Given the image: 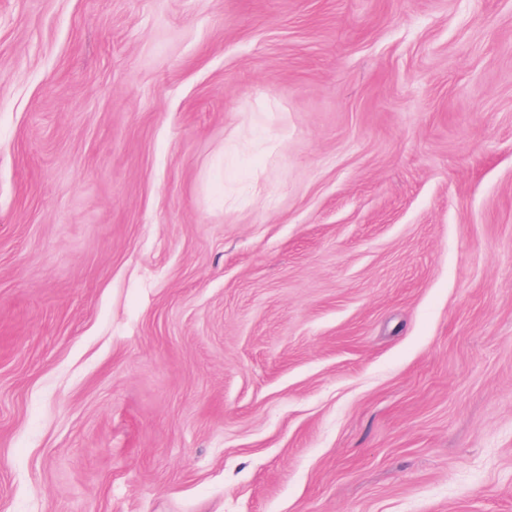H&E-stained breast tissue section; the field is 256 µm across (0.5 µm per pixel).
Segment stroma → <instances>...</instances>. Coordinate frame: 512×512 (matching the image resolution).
<instances>
[{
  "instance_id": "1",
  "label": "stroma",
  "mask_w": 512,
  "mask_h": 512,
  "mask_svg": "<svg viewBox=\"0 0 512 512\" xmlns=\"http://www.w3.org/2000/svg\"><path fill=\"white\" fill-rule=\"evenodd\" d=\"M0 512H512V0H0Z\"/></svg>"
}]
</instances>
